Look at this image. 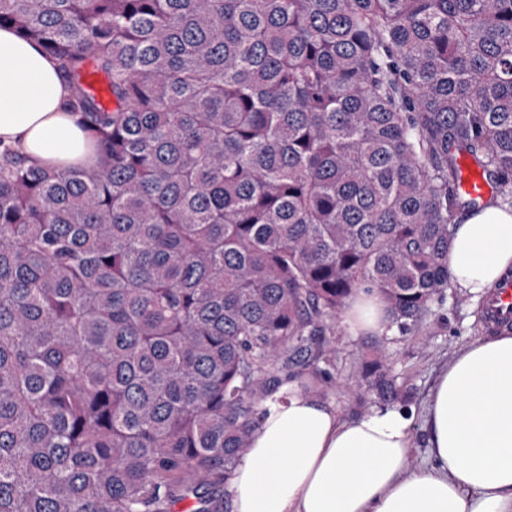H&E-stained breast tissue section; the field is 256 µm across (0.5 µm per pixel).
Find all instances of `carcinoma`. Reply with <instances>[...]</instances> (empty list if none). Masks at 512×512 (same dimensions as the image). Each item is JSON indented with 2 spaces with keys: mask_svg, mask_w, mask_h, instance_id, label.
Listing matches in <instances>:
<instances>
[{
  "mask_svg": "<svg viewBox=\"0 0 512 512\" xmlns=\"http://www.w3.org/2000/svg\"><path fill=\"white\" fill-rule=\"evenodd\" d=\"M4 26L102 161L0 150V512H232L362 291L387 322L353 384L397 397L390 336L487 206L458 157L512 194V0H0Z\"/></svg>",
  "mask_w": 512,
  "mask_h": 512,
  "instance_id": "1",
  "label": "carcinoma"
}]
</instances>
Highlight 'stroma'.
<instances>
[{"mask_svg": "<svg viewBox=\"0 0 512 512\" xmlns=\"http://www.w3.org/2000/svg\"><path fill=\"white\" fill-rule=\"evenodd\" d=\"M483 302L461 288H454L445 300L435 304L426 319L430 336L419 341L404 336L391 345L395 385V407L406 410L412 421L414 446L409 466L417 469L430 462L424 419L429 394L440 369L466 344L489 330L482 315ZM333 341L338 350L334 371L336 388L326 399L346 420L363 415L364 407L348 390V378L363 356L358 336L337 326Z\"/></svg>", "mask_w": 512, "mask_h": 512, "instance_id": "35a3bbf8", "label": "stroma"}]
</instances>
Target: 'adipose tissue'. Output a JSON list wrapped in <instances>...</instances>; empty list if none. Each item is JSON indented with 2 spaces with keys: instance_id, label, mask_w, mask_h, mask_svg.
Returning a JSON list of instances; mask_svg holds the SVG:
<instances>
[{
  "instance_id": "ef3b65f1",
  "label": "adipose tissue",
  "mask_w": 512,
  "mask_h": 512,
  "mask_svg": "<svg viewBox=\"0 0 512 512\" xmlns=\"http://www.w3.org/2000/svg\"><path fill=\"white\" fill-rule=\"evenodd\" d=\"M69 89L41 47L0 29V141L27 161L96 164L67 113ZM454 283L481 296L512 272V206L456 220ZM386 318L375 293L344 310L353 334ZM431 462L409 469L410 420L398 409L343 420L299 391L273 406L241 459L234 512H512V331L465 345L440 371L425 415Z\"/></svg>"
}]
</instances>
